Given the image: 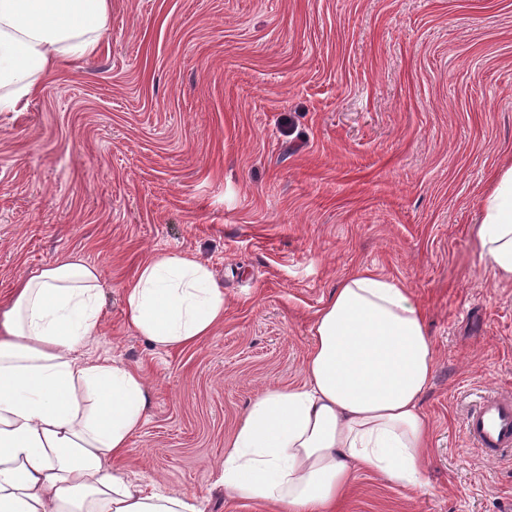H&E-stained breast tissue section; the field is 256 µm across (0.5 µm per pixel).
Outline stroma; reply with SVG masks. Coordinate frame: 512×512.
<instances>
[{
  "mask_svg": "<svg viewBox=\"0 0 512 512\" xmlns=\"http://www.w3.org/2000/svg\"><path fill=\"white\" fill-rule=\"evenodd\" d=\"M512 167V0H112L97 55L0 112V299L72 255L101 274L94 350L140 368L151 409L120 462L203 512L264 389L304 381L310 328L347 273L410 288L436 371L423 482L358 472L339 512H512V458L463 420L512 394V280L475 237ZM205 262L224 322L154 348L126 323L144 260Z\"/></svg>",
  "mask_w": 512,
  "mask_h": 512,
  "instance_id": "1",
  "label": "stroma"
}]
</instances>
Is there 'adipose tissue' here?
I'll return each mask as SVG.
<instances>
[{
	"instance_id": "obj_1",
	"label": "adipose tissue",
	"mask_w": 512,
	"mask_h": 512,
	"mask_svg": "<svg viewBox=\"0 0 512 512\" xmlns=\"http://www.w3.org/2000/svg\"><path fill=\"white\" fill-rule=\"evenodd\" d=\"M111 14L112 0H0V112L24 111L42 77L94 56ZM475 234L495 275L512 280V167ZM101 292L98 268L72 256L0 302V512H200L195 497L117 465L150 397L141 372L90 352ZM123 301L129 327L160 349L224 320L209 267L174 255L143 262ZM435 368L409 288L366 267L346 274L312 322L304 385L262 392L241 419L225 491L274 512H333L359 470L418 484Z\"/></svg>"
}]
</instances>
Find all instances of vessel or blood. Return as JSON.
Listing matches in <instances>:
<instances>
[{"instance_id": "vessel-or-blood-1", "label": "vessel or blood", "mask_w": 512, "mask_h": 512, "mask_svg": "<svg viewBox=\"0 0 512 512\" xmlns=\"http://www.w3.org/2000/svg\"><path fill=\"white\" fill-rule=\"evenodd\" d=\"M464 430L482 453L497 457L512 452V396L490 395L470 409Z\"/></svg>"}]
</instances>
